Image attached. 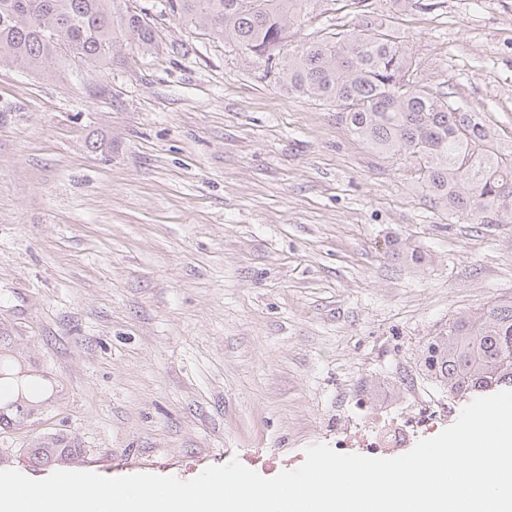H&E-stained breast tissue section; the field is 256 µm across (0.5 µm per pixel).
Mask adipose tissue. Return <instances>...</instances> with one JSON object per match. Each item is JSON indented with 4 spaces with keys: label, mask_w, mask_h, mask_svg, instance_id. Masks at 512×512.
Wrapping results in <instances>:
<instances>
[{
    "label": "adipose tissue",
    "mask_w": 512,
    "mask_h": 512,
    "mask_svg": "<svg viewBox=\"0 0 512 512\" xmlns=\"http://www.w3.org/2000/svg\"><path fill=\"white\" fill-rule=\"evenodd\" d=\"M53 382L36 371L21 370L8 358L0 359V410L11 418L25 406L38 405L53 396Z\"/></svg>",
    "instance_id": "obj_1"
}]
</instances>
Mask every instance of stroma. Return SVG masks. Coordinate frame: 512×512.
I'll return each instance as SVG.
<instances>
[{
  "instance_id": "35a3bbf8",
  "label": "stroma",
  "mask_w": 512,
  "mask_h": 512,
  "mask_svg": "<svg viewBox=\"0 0 512 512\" xmlns=\"http://www.w3.org/2000/svg\"><path fill=\"white\" fill-rule=\"evenodd\" d=\"M423 2L371 0L372 17L421 85L512 142V0ZM136 5L148 54L0 68V356L60 387L0 423V470L188 481L236 459L271 478L313 444L358 452L369 415L412 398L463 409L420 350L512 296V224L448 221L335 108ZM363 21L312 0L290 40Z\"/></svg>"
}]
</instances>
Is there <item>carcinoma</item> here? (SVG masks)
<instances>
[{
  "label": "carcinoma",
  "instance_id": "carcinoma-1",
  "mask_svg": "<svg viewBox=\"0 0 512 512\" xmlns=\"http://www.w3.org/2000/svg\"><path fill=\"white\" fill-rule=\"evenodd\" d=\"M309 0H165L175 16L232 43L248 56L275 60L288 93L334 106L366 147L409 162L434 207L472 224L512 218V145L502 144L451 94L404 79L420 61L389 29L367 20L289 48L291 21ZM150 18L124 0H0V65L51 76L79 58L112 66L123 51L154 48ZM424 372L452 399L512 387V297L444 324L423 346Z\"/></svg>",
  "mask_w": 512,
  "mask_h": 512
}]
</instances>
